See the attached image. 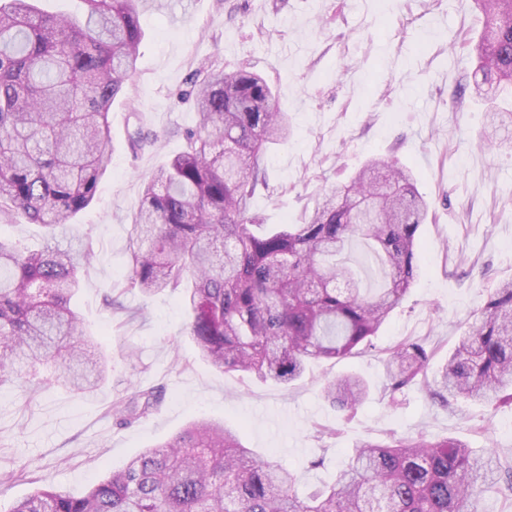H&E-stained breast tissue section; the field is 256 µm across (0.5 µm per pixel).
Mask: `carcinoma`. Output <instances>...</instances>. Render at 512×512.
I'll use <instances>...</instances> for the list:
<instances>
[{"instance_id":"carcinoma-1","label":"carcinoma","mask_w":512,"mask_h":512,"mask_svg":"<svg viewBox=\"0 0 512 512\" xmlns=\"http://www.w3.org/2000/svg\"><path fill=\"white\" fill-rule=\"evenodd\" d=\"M81 18L47 14L34 0L0 4V214L38 224L46 238L94 201L111 143L109 111L136 70L142 0H83ZM483 31L474 45L482 79L471 95L493 129L512 126V0H474ZM197 87L198 123L184 149L143 184L132 220L131 284L145 295H181L196 353L223 372L281 384L310 363L350 358L373 338L420 275L418 231L429 203L411 170L372 159L325 192L305 224L261 229L251 201L266 150L288 139V113L261 76L208 70ZM355 237L370 242L382 277L374 290L341 260ZM67 248L28 250L0 239V387L23 393L41 372L79 394L94 391L105 363L85 361L91 340L71 300L95 257L90 233ZM110 312L142 310L117 297ZM416 341L389 351L390 399L421 384L444 405L512 402V281L494 289L435 383ZM327 398L352 412L369 395L357 376L328 382ZM161 391L113 402L118 426L146 417ZM297 472L257 458L239 433L198 419L166 442L73 496L47 484L11 512H479L474 496L512 497V466L497 450L460 439L391 434L363 441L335 482L309 496Z\"/></svg>"}]
</instances>
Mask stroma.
<instances>
[{
	"label": "stroma",
	"mask_w": 512,
	"mask_h": 512,
	"mask_svg": "<svg viewBox=\"0 0 512 512\" xmlns=\"http://www.w3.org/2000/svg\"><path fill=\"white\" fill-rule=\"evenodd\" d=\"M137 69L109 114L107 171L92 205L76 216L96 261L72 304L108 370L80 395L55 383L23 399L0 388V474L27 475L0 488V512L47 483L79 495L193 418L238 429L255 455L274 453L301 475L300 491L332 483L353 448L395 433L454 437L475 448H512V405H443L413 385L389 399L390 349L421 340L436 378L472 315L512 280V146L479 148L482 102L460 95L477 63L462 44L482 21L473 0H146ZM261 73L277 91L290 135L262 161L252 211L263 224H301L323 192L373 157L407 165L431 207L420 228L422 273L372 349L319 361L290 385L221 372L200 359L185 310L163 291L142 295L129 279L132 214L142 180L184 146L196 126L191 80L201 69ZM152 142L131 149V134ZM144 310L125 323L107 294ZM359 375L370 394L349 413L324 397L325 380ZM160 390L147 417L116 426L105 412L133 387ZM321 428L335 430L318 438Z\"/></svg>",
	"instance_id": "stroma-1"
}]
</instances>
